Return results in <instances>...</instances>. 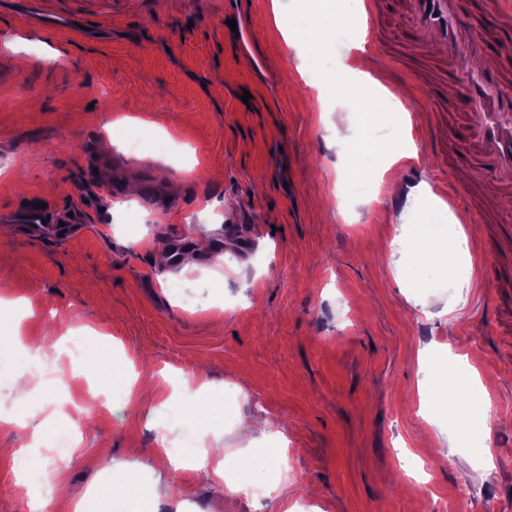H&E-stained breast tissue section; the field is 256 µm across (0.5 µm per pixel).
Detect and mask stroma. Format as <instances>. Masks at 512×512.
<instances>
[{"label": "stroma", "instance_id": "obj_1", "mask_svg": "<svg viewBox=\"0 0 512 512\" xmlns=\"http://www.w3.org/2000/svg\"><path fill=\"white\" fill-rule=\"evenodd\" d=\"M271 2L250 0L233 31L232 0H0V214L52 213L67 198L89 215L78 235L48 243L0 222V512L48 494L55 512H512V288L477 275L484 263L512 269L481 249L512 196L471 204L448 115L431 119L422 67L401 55L400 17L364 35L382 43L379 64L341 40L303 63L273 24L255 25ZM341 63L406 90L417 156L371 197L322 209L353 150L336 139L335 96L317 93ZM143 168L168 209L143 200ZM407 168L449 201L467 278L413 280L422 265L409 244L430 210L415 191L392 210ZM110 181L123 196L103 193ZM177 238L210 247L189 268L156 264ZM448 351L478 370L495 405L490 487L477 454L433 456L435 434L459 432L451 406L466 402L435 382L430 358ZM89 353L132 370L152 398L127 400L117 380L101 390L83 372ZM200 363L218 409L209 420L186 417L194 397L174 390ZM77 404L92 407V429L64 490L20 484L15 450L52 470ZM216 433L210 468L235 465L263 497L156 452L193 456ZM403 453L420 469L400 483ZM283 456L273 481L252 466ZM131 480L143 489L134 507L118 493Z\"/></svg>", "mask_w": 512, "mask_h": 512}]
</instances>
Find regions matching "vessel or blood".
<instances>
[{
	"label": "vessel or blood",
	"mask_w": 512,
	"mask_h": 512,
	"mask_svg": "<svg viewBox=\"0 0 512 512\" xmlns=\"http://www.w3.org/2000/svg\"><path fill=\"white\" fill-rule=\"evenodd\" d=\"M370 26L386 14L404 19V51L424 56L442 47L439 65L424 83L432 101L444 100L449 85L462 89V121L451 134L460 143L454 164L472 184L491 183L496 194H512V0H364ZM484 65L469 67L472 54ZM34 235L58 238L60 227L43 225L39 212L17 215Z\"/></svg>",
	"instance_id": "1"
}]
</instances>
